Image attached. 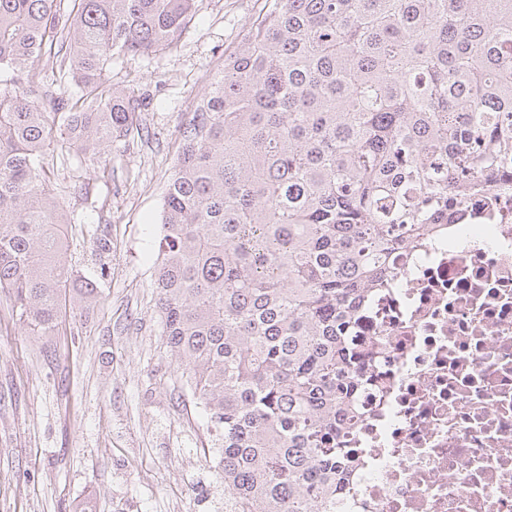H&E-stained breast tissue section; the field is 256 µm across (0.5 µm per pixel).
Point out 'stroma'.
Returning <instances> with one entry per match:
<instances>
[{"instance_id":"1","label":"stroma","mask_w":512,"mask_h":512,"mask_svg":"<svg viewBox=\"0 0 512 512\" xmlns=\"http://www.w3.org/2000/svg\"><path fill=\"white\" fill-rule=\"evenodd\" d=\"M263 5L197 0L172 49L112 62L113 85L145 94L137 130L101 158L50 153L69 260L101 298L38 338L0 293V512H224L217 433L163 343L153 280L189 109Z\"/></svg>"}]
</instances>
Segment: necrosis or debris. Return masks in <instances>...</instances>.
I'll return each mask as SVG.
<instances>
[{
  "mask_svg": "<svg viewBox=\"0 0 512 512\" xmlns=\"http://www.w3.org/2000/svg\"><path fill=\"white\" fill-rule=\"evenodd\" d=\"M393 264L356 320L377 354L336 508L512 512V169Z\"/></svg>",
  "mask_w": 512,
  "mask_h": 512,
  "instance_id": "necrosis-or-debris-1",
  "label": "necrosis or debris"
}]
</instances>
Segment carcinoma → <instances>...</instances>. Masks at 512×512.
Returning a JSON list of instances; mask_svg holds the SVG:
<instances>
[{"label": "carcinoma", "mask_w": 512, "mask_h": 512, "mask_svg": "<svg viewBox=\"0 0 512 512\" xmlns=\"http://www.w3.org/2000/svg\"><path fill=\"white\" fill-rule=\"evenodd\" d=\"M196 2L0 0V292L41 336L99 296L47 151L127 136L145 98L112 58L172 48ZM196 100L161 212L165 346L220 431L224 512H336L374 355L358 309L512 161V0H265Z\"/></svg>", "instance_id": "obj_1"}]
</instances>
